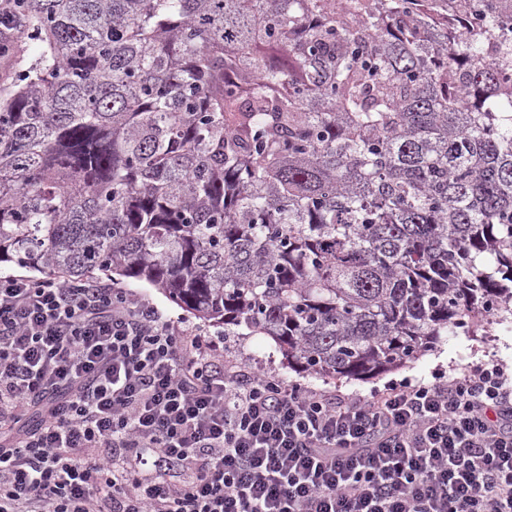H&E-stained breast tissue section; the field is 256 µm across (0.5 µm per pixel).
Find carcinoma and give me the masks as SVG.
I'll return each mask as SVG.
<instances>
[{
    "mask_svg": "<svg viewBox=\"0 0 512 512\" xmlns=\"http://www.w3.org/2000/svg\"><path fill=\"white\" fill-rule=\"evenodd\" d=\"M0 265L144 282L304 372L512 313V0H19Z\"/></svg>",
    "mask_w": 512,
    "mask_h": 512,
    "instance_id": "carcinoma-1",
    "label": "carcinoma"
}]
</instances>
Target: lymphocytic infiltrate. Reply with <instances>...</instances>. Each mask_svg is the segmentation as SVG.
I'll list each match as a JSON object with an SVG mask.
<instances>
[{
  "label": "lymphocytic infiltrate",
  "mask_w": 512,
  "mask_h": 512,
  "mask_svg": "<svg viewBox=\"0 0 512 512\" xmlns=\"http://www.w3.org/2000/svg\"><path fill=\"white\" fill-rule=\"evenodd\" d=\"M3 428L0 512H512L500 364L334 397L93 281L0 273Z\"/></svg>",
  "instance_id": "lymphocytic-infiltrate-1"
}]
</instances>
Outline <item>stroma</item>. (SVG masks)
Listing matches in <instances>:
<instances>
[{"mask_svg": "<svg viewBox=\"0 0 512 512\" xmlns=\"http://www.w3.org/2000/svg\"><path fill=\"white\" fill-rule=\"evenodd\" d=\"M114 287L147 298L173 319L200 330L209 325L194 318L147 284L119 276L112 279ZM225 365L236 370H257L287 384L301 388L339 394L345 397H371L389 385L405 380L430 381L435 374L459 377L470 366L494 360L512 372V314L487 316L477 327H460L441 337L432 351L426 352L405 366L356 380L319 379L288 366L278 345L267 336H230L220 349Z\"/></svg>", "mask_w": 512, "mask_h": 512, "instance_id": "obj_1", "label": "stroma"}]
</instances>
